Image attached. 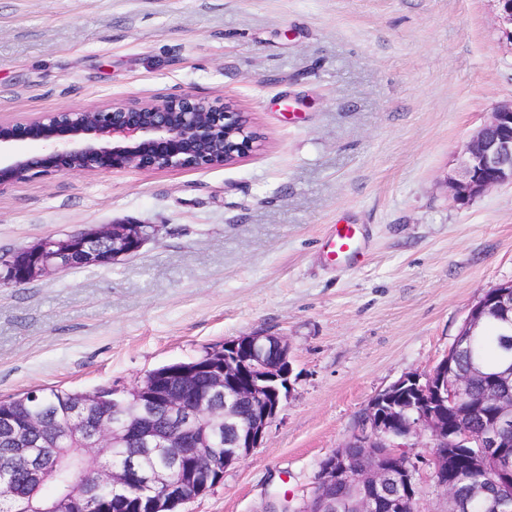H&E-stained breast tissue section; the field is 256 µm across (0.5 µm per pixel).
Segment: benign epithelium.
I'll list each match as a JSON object with an SVG mask.
<instances>
[{
	"label": "benign epithelium",
	"instance_id": "obj_1",
	"mask_svg": "<svg viewBox=\"0 0 512 512\" xmlns=\"http://www.w3.org/2000/svg\"><path fill=\"white\" fill-rule=\"evenodd\" d=\"M503 31L512 40V0H497ZM21 142H43L45 152L29 156L12 152ZM257 142L243 113L229 103L217 106L183 95L160 103L133 105L108 103L90 108H65L18 119L0 118V185L31 176L76 171H144L203 168L226 165L249 154ZM512 185V101L499 105L489 121L463 146L453 174L447 177L449 195L465 203L497 186ZM145 238L120 226L79 232L43 240L34 250L22 248L13 256L11 272L17 279L33 274L66 270L75 258L111 263L138 252ZM497 314L502 335H512V281L488 289L471 309L456 343L468 345L485 319ZM209 390L195 404L196 369L186 366L170 372L177 378L172 393L148 374L130 392L141 414V423L121 425L90 418L81 408L78 423L55 422L39 426L50 436L75 434L85 457L99 463L121 438L144 445L141 452L161 456L166 467L146 470L139 455L122 467L95 469L94 490H123L133 484L151 489L165 487L149 504L151 512H178L189 501L188 491L203 495L209 484L197 485V475L219 469L195 433L204 414L224 418L231 433L224 450L228 467L260 446L266 429L276 418L284 388L291 387L290 346L282 336L255 333L224 343L221 357L207 368ZM512 379V366L490 375L474 367L456 369L446 355L425 376H407L368 404L361 428L348 442L321 463L312 494L304 506L280 512H424V497L417 474L419 466L409 455L398 453V441L426 438L425 446L438 448L432 459V481L447 496L448 512H463L455 498V477L448 476V450L466 448V469L477 471L484 462L497 461L494 477L475 491L486 495L491 512H512V393L500 391L502 380ZM483 391L472 397L473 381ZM252 404V414L239 416L238 401ZM462 418L488 412L484 425L473 429L448 426V412ZM11 473L30 480H45L38 449L22 444L9 449ZM90 495L71 485L34 512H71Z\"/></svg>",
	"mask_w": 512,
	"mask_h": 512
}]
</instances>
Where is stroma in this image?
<instances>
[{"label": "stroma", "mask_w": 512, "mask_h": 512, "mask_svg": "<svg viewBox=\"0 0 512 512\" xmlns=\"http://www.w3.org/2000/svg\"><path fill=\"white\" fill-rule=\"evenodd\" d=\"M190 94L259 136L222 167L0 185V257L146 224L136 255L0 286V400L126 388L265 332L290 393L259 448L180 512L309 497L370 400L448 353L512 280V187L453 202L457 155L512 99L496 0H0V116ZM358 224L363 254L322 244Z\"/></svg>", "instance_id": "1"}]
</instances>
